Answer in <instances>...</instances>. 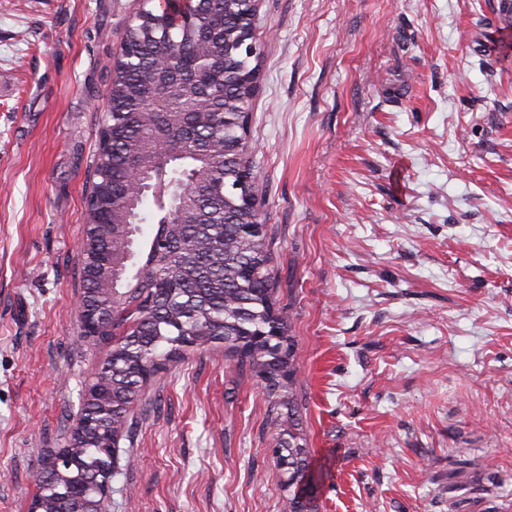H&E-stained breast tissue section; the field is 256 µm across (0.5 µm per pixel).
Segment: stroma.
<instances>
[{"mask_svg":"<svg viewBox=\"0 0 512 512\" xmlns=\"http://www.w3.org/2000/svg\"><path fill=\"white\" fill-rule=\"evenodd\" d=\"M145 0H0V512H28L107 347L78 327L85 190ZM248 139L319 512H512V14L258 0ZM106 512H283L263 382L193 350L146 387Z\"/></svg>","mask_w":512,"mask_h":512,"instance_id":"stroma-1","label":"stroma"}]
</instances>
